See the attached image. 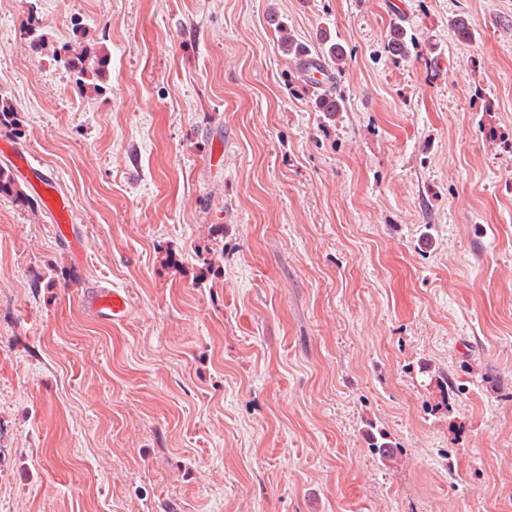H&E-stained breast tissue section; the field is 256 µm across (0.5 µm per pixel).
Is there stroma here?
I'll list each match as a JSON object with an SVG mask.
<instances>
[{"instance_id": "stroma-1", "label": "stroma", "mask_w": 512, "mask_h": 512, "mask_svg": "<svg viewBox=\"0 0 512 512\" xmlns=\"http://www.w3.org/2000/svg\"><path fill=\"white\" fill-rule=\"evenodd\" d=\"M0 99L81 244L0 197V512H512V0H0ZM320 44L323 47L320 49V54L317 53L316 57L314 58L321 59L320 56L323 58L326 53V55L334 64H336V66H341L344 64L346 59V51L341 44L332 42L330 37L327 35H324V37L320 40ZM318 59H310L312 60L311 63L308 65L310 61L309 60L306 66L309 68L311 77L315 83H317L316 86L321 87L329 79V73L324 64ZM55 59L63 63V65L71 71H74L77 76L78 83L84 90L87 86L93 88L95 92L101 90L100 86L94 82L87 83V80H97L108 68L109 61L105 56H98L93 53L90 54L87 48L81 50L79 53L60 57L55 54ZM90 77L92 79H90ZM80 305L84 314L92 318L110 317L113 323L123 321L130 310V299L127 292L112 288L110 285H99L97 288L81 293Z\"/></svg>"}]
</instances>
